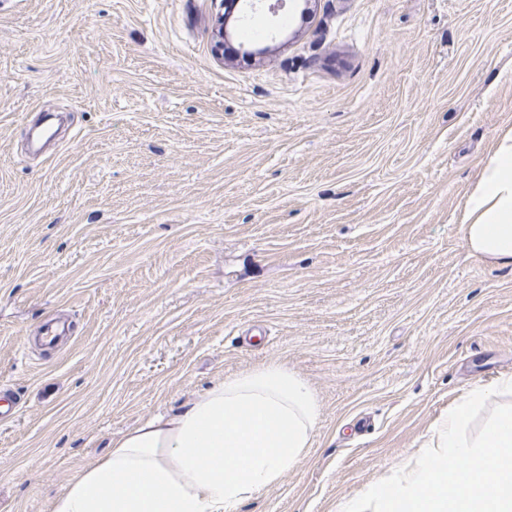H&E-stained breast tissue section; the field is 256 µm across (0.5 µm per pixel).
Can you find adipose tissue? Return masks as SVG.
Masks as SVG:
<instances>
[{
	"label": "adipose tissue",
	"mask_w": 512,
	"mask_h": 512,
	"mask_svg": "<svg viewBox=\"0 0 512 512\" xmlns=\"http://www.w3.org/2000/svg\"><path fill=\"white\" fill-rule=\"evenodd\" d=\"M458 222L469 255L512 268V127L498 133ZM319 418L308 382L262 363L127 430L55 494L51 512H237L299 464Z\"/></svg>",
	"instance_id": "1"
}]
</instances>
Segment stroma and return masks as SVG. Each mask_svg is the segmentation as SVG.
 Listing matches in <instances>:
<instances>
[{
    "label": "stroma",
    "mask_w": 512,
    "mask_h": 512,
    "mask_svg": "<svg viewBox=\"0 0 512 512\" xmlns=\"http://www.w3.org/2000/svg\"><path fill=\"white\" fill-rule=\"evenodd\" d=\"M221 9L0 0V512L267 361L321 417L237 512H337L512 376V269L457 224L512 127V0H285L251 63L214 56ZM42 112L65 132L36 156Z\"/></svg>",
    "instance_id": "stroma-1"
}]
</instances>
